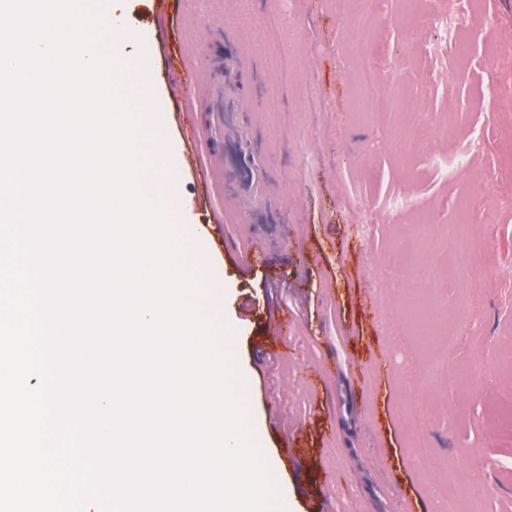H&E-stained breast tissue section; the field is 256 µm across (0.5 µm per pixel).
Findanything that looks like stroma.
<instances>
[{
	"mask_svg": "<svg viewBox=\"0 0 512 512\" xmlns=\"http://www.w3.org/2000/svg\"><path fill=\"white\" fill-rule=\"evenodd\" d=\"M362 0H126V18L152 54L148 105L164 106L162 143L193 150L210 193L175 170L161 194L179 224H209L191 258L224 284L229 359L258 451L290 512H512V425L489 418L512 403V206L490 175H512V0H394L379 53L413 28L409 64L425 98H394L390 72L367 97L355 68L370 40ZM462 12L451 37L424 20ZM448 45L446 59L424 54ZM242 61L240 86L215 90V64ZM192 72L194 97L173 95L172 61ZM495 79L505 101L488 111ZM321 111H312L311 101ZM234 115L257 154L260 180L224 192L211 154L224 146L213 107ZM202 124L188 147L179 127ZM487 137L461 161L464 143ZM371 225L361 235L360 225ZM487 241L481 265L445 276L448 239ZM263 250L242 271L239 259ZM293 312L288 335L268 330L266 302ZM427 449L420 458L419 449ZM488 485L469 501L473 474Z\"/></svg>",
	"mask_w": 512,
	"mask_h": 512,
	"instance_id": "obj_1",
	"label": "stroma"
}]
</instances>
